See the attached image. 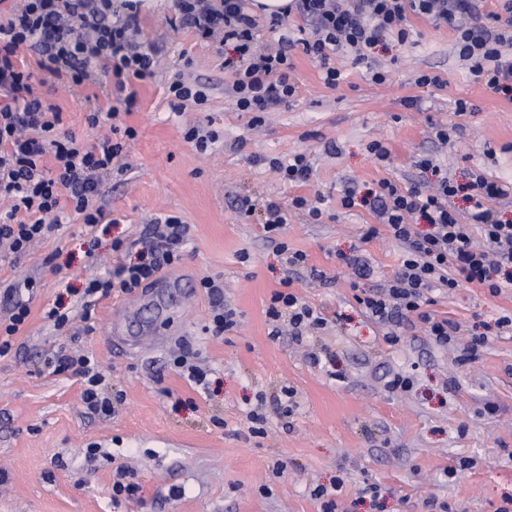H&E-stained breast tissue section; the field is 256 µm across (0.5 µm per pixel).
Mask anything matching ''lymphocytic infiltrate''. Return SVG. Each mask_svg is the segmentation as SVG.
I'll return each mask as SVG.
<instances>
[{
  "mask_svg": "<svg viewBox=\"0 0 512 512\" xmlns=\"http://www.w3.org/2000/svg\"><path fill=\"white\" fill-rule=\"evenodd\" d=\"M141 0H14L6 21H0V244L13 258H21L32 243L51 228L82 219L93 227L104 213L97 201L113 171L126 170L127 145L137 131L123 118L138 108L133 81L154 77L159 67V48L149 42L140 20ZM247 0H174L168 23L193 31L224 48V67L234 80L229 94L241 112H265L288 102L296 93L290 79L293 50L317 63L327 88H338L342 73L336 58L360 65L382 37L405 43L410 18L417 15L450 25L460 61L492 92L512 99V56L504 45L512 44V0H499L500 10L486 14L482 0H293L308 24L296 35L288 33V16L261 17L246 6ZM269 32L266 46H259L260 32ZM38 56L37 71H29L24 52ZM113 83L117 92L109 108L93 107L89 127L108 126L109 133L91 144L65 129L56 86L76 91L89 84ZM52 166H45V157ZM422 171L435 173L436 184L425 190L399 187L390 180L357 196L345 191L343 208L359 205L376 215L377 224L366 225L362 238L380 232L396 240L401 264L386 284L364 292L357 302L374 321L390 326L388 343H397L396 329L410 319L422 324L427 336L448 345L459 326L448 318L426 311L430 292L455 290L477 284L496 296L512 288V220L499 217L491 207L506 191L484 176L466 184L442 175L432 158L419 160ZM464 194L471 203L468 223H461L448 206L450 197ZM426 222L419 230L418 222ZM189 227L176 215L154 218L139 243L117 238L113 252L123 259L111 277L86 279L82 304L76 317L59 308L45 312L55 330L78 319L76 334L92 332L97 302L111 292L135 293L152 283L166 267L180 263ZM484 241L472 245L473 235ZM274 292L266 310L272 336L287 323L295 342H303L327 320L321 311L290 292V279ZM209 297L213 315L212 335L235 329L238 314L224 301V285L210 276L199 281ZM55 372H68L83 383L81 399L86 410L108 416L122 402V394H109L106 376L89 353L69 355L58 351L46 361Z\"/></svg>",
  "mask_w": 512,
  "mask_h": 512,
  "instance_id": "lymphocytic-infiltrate-1",
  "label": "lymphocytic infiltrate"
}]
</instances>
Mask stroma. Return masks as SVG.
<instances>
[{"label":"stroma","instance_id":"1","mask_svg":"<svg viewBox=\"0 0 512 512\" xmlns=\"http://www.w3.org/2000/svg\"><path fill=\"white\" fill-rule=\"evenodd\" d=\"M171 5L146 0L142 8L161 69L134 84L139 109L125 122L138 136L128 147L129 168L106 186L102 223L63 225L19 261H0V292L17 287L30 306L11 353L0 357V512H321L312 490L339 477L338 512H427L430 498L450 512H497L512 499V333L496 326L512 313V290L492 296L466 284L434 293L432 310L459 323L458 342L442 347L404 328L390 344L386 327L354 300L337 256L369 259L375 273L362 288L393 278L399 244L385 233L362 241L377 218L343 208L341 198L383 179L403 188L422 181L421 156H434L461 184L474 172L512 184V101L462 64L450 27L415 17L406 43L386 37L370 51L389 71L383 84L340 57L343 81L328 89L316 64L293 52L294 97L254 129L251 113L237 111L228 93L233 74L222 48L172 30L165 21ZM420 72L439 76L441 86H416ZM178 73L206 87L204 109L180 116L168 107L164 87ZM459 99L474 112L456 114ZM56 100L78 137L94 144L108 134L105 126L89 128L84 99L62 90ZM188 121L217 132L218 141L197 151L184 139ZM439 123L455 127L448 144L433 134ZM238 139L241 149L231 150ZM376 141L388 160L369 153ZM297 153L313 166L304 184L284 182L264 163ZM256 156L261 164H253ZM297 196L320 200L322 218L289 209ZM270 201L286 206L281 239L306 254V267L288 269L268 242ZM245 202L253 207L246 218ZM165 213L189 226L182 261L161 273L184 294L172 312L156 309L169 291L155 284L98 301L93 332L76 344L93 352L124 401L112 416L88 414L78 377L46 365L74 343L44 313L60 303L76 314V288L113 266V238L137 240ZM312 267L327 272L329 283L312 281ZM206 275L223 282L238 313L237 327L223 336L207 330L212 304L198 286ZM287 276L328 320L301 345L272 337L265 315ZM474 336L487 343L469 360ZM181 344L208 370V390L171 365ZM387 369L408 376L409 386L387 388ZM285 387L295 392L288 415ZM254 410L266 417L264 435L249 431ZM123 466L140 491L116 500L112 484Z\"/></svg>","mask_w":512,"mask_h":512}]
</instances>
